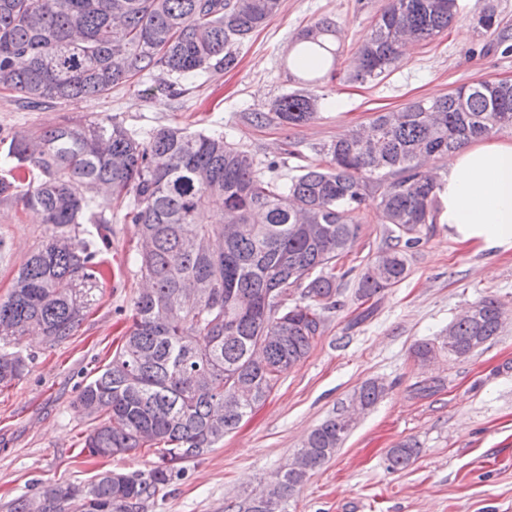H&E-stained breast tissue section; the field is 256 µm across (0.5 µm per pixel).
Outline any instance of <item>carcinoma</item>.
<instances>
[{
    "mask_svg": "<svg viewBox=\"0 0 512 512\" xmlns=\"http://www.w3.org/2000/svg\"><path fill=\"white\" fill-rule=\"evenodd\" d=\"M281 0H0V89L27 102L106 97L159 72L196 77L232 69V47L263 27ZM457 0H387L348 79L375 80L409 41H428L453 23ZM323 19L295 40L294 58L317 74L338 48ZM318 97L295 90L270 107L280 122L311 120ZM512 128V83L479 81L377 114L325 146L329 166L283 184L263 176L224 134L161 128L144 139L110 117L66 120L12 137L0 153V202H22L47 225L0 298V387L30 357L9 346L32 333L49 345L80 325L104 279L102 253L124 208L138 232L133 256L146 282L112 361L81 391L74 409L91 421L83 450L115 457L152 448L147 472L108 470L88 486H45L6 512H147L183 464L207 455L298 366L339 305L338 269L362 232L367 197L388 225L387 249L371 259L357 296L367 301L407 276V255L438 218L430 159ZM224 209L209 210L213 197ZM504 310L484 296L433 340L412 348L423 366L444 353L468 357L499 334ZM386 390L369 380L351 396L366 410ZM352 429L345 408L306 437L292 463L262 492L224 512H269L329 461ZM412 441L389 449L387 467L406 468Z\"/></svg>",
    "mask_w": 512,
    "mask_h": 512,
    "instance_id": "1",
    "label": "carcinoma"
}]
</instances>
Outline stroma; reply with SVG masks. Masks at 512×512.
<instances>
[{"mask_svg":"<svg viewBox=\"0 0 512 512\" xmlns=\"http://www.w3.org/2000/svg\"><path fill=\"white\" fill-rule=\"evenodd\" d=\"M385 0H282L266 26L237 45L239 63L176 79L155 97L141 84L114 88L106 98L37 105L0 91V139L65 119L108 115L140 134L162 127L190 133H224L287 179L304 167L323 168L324 144L380 112L443 95L472 82L511 81L512 53L478 17L494 12L512 32V0H458L452 25L433 40L409 45L387 76L363 84L324 79L311 85L319 108L308 123L257 124L281 95L301 88L289 68L298 34L315 22L335 23L338 74L366 41ZM40 215L0 203V297L28 252L42 240ZM136 228L112 211V244L103 258L105 280L86 319L64 343L48 346L39 336L17 348L32 355L29 371L0 389V504L38 487L84 486L105 469L127 473L153 468L157 458L140 448L112 458H90L81 447L89 425L73 403L81 388L112 358L131 324L142 280L131 261ZM383 227L365 225L346 265L341 305L327 314L322 336L306 359L287 372L266 402L202 459L186 463L181 476L150 503L148 512H224L227 504L270 482L301 448L306 436L348 402L363 382H383L382 398L358 416L342 447L316 469L288 502V512H512V250L487 252L456 241L436 225L408 256L407 277L372 298L373 313L361 324L356 298L365 264L385 249ZM499 299L506 313L498 336L469 357L439 356L417 365L412 346L434 338L465 307L483 296ZM417 441L418 458L407 468H387V452Z\"/></svg>","mask_w":512,"mask_h":512,"instance_id":"35a3bbf8","label":"stroma"}]
</instances>
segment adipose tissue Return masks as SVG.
<instances>
[{
	"label": "adipose tissue",
	"instance_id": "obj_1",
	"mask_svg": "<svg viewBox=\"0 0 512 512\" xmlns=\"http://www.w3.org/2000/svg\"><path fill=\"white\" fill-rule=\"evenodd\" d=\"M439 223L483 250L512 249V141L490 139L451 155L438 173Z\"/></svg>",
	"mask_w": 512,
	"mask_h": 512
}]
</instances>
